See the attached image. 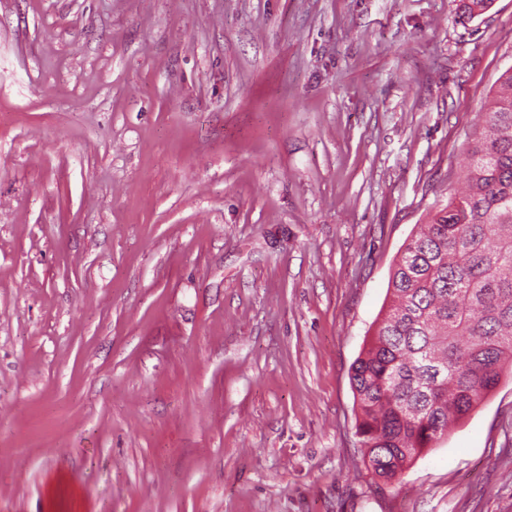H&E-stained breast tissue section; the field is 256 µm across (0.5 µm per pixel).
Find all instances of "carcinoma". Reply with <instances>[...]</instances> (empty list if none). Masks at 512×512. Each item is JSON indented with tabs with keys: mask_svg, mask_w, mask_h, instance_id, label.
Listing matches in <instances>:
<instances>
[{
	"mask_svg": "<svg viewBox=\"0 0 512 512\" xmlns=\"http://www.w3.org/2000/svg\"><path fill=\"white\" fill-rule=\"evenodd\" d=\"M472 20L492 0H458ZM465 189L406 241L392 301L351 368L366 468L401 482L512 369V69L466 148Z\"/></svg>",
	"mask_w": 512,
	"mask_h": 512,
	"instance_id": "carcinoma-1",
	"label": "carcinoma"
}]
</instances>
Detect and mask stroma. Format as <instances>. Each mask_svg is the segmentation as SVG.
Here are the masks:
<instances>
[{
	"label": "stroma",
	"instance_id": "1",
	"mask_svg": "<svg viewBox=\"0 0 512 512\" xmlns=\"http://www.w3.org/2000/svg\"><path fill=\"white\" fill-rule=\"evenodd\" d=\"M512 0H0V512H512V376L401 484L351 366L466 175Z\"/></svg>",
	"mask_w": 512,
	"mask_h": 512
}]
</instances>
